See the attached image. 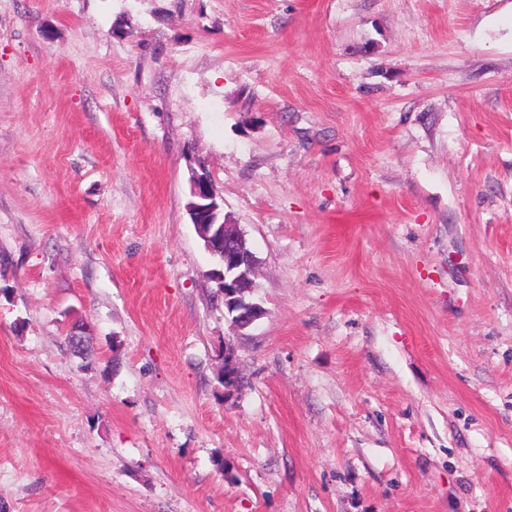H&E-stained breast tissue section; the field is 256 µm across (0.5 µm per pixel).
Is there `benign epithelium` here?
<instances>
[{"mask_svg": "<svg viewBox=\"0 0 512 512\" xmlns=\"http://www.w3.org/2000/svg\"><path fill=\"white\" fill-rule=\"evenodd\" d=\"M218 191L210 177L198 174L191 184V200L187 210L207 251L219 254L221 269L210 272V278L224 289V307L232 328L242 331L252 327L264 315L255 301L257 262L246 247L240 225L222 219L223 209L216 205ZM240 386L237 360L231 344L224 343V395L233 394Z\"/></svg>", "mask_w": 512, "mask_h": 512, "instance_id": "1", "label": "benign epithelium"}]
</instances>
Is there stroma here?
Returning <instances> with one entry per match:
<instances>
[{"mask_svg":"<svg viewBox=\"0 0 512 512\" xmlns=\"http://www.w3.org/2000/svg\"><path fill=\"white\" fill-rule=\"evenodd\" d=\"M0 512H512V0H0ZM218 196L210 177L205 173L197 174L192 180V199L187 210L207 251L215 260H219L215 254L222 257L218 263L222 270H212L209 276L218 288L224 289V307L230 315L232 328L242 331L264 315L263 307L254 298L257 262L245 245L240 225L224 220L223 209L215 202ZM204 215L209 217L207 223L201 221ZM234 349L229 342L224 343V373L220 378L224 385V396H230L240 386V377Z\"/></svg>","mask_w":512,"mask_h":512,"instance_id":"stroma-1","label":"stroma"}]
</instances>
